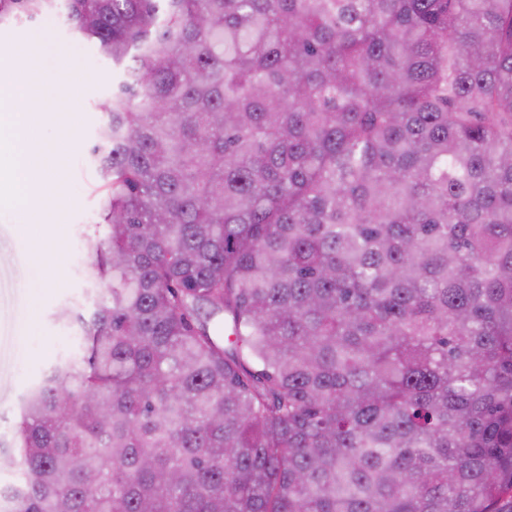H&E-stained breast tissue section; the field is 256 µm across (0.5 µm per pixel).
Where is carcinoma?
<instances>
[{"instance_id": "obj_1", "label": "carcinoma", "mask_w": 512, "mask_h": 512, "mask_svg": "<svg viewBox=\"0 0 512 512\" xmlns=\"http://www.w3.org/2000/svg\"><path fill=\"white\" fill-rule=\"evenodd\" d=\"M64 9L109 231L0 512H512V0Z\"/></svg>"}]
</instances>
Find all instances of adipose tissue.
<instances>
[{"label":"adipose tissue","instance_id":"1","mask_svg":"<svg viewBox=\"0 0 512 512\" xmlns=\"http://www.w3.org/2000/svg\"><path fill=\"white\" fill-rule=\"evenodd\" d=\"M20 66L13 77L0 84V96L5 95L25 101L26 111L10 115V128L14 139L17 173V200L20 204L39 203L45 209L55 210L58 192L52 185L39 182L51 157L49 146L32 135V123L39 112L45 86L59 82L58 74L46 70L39 48H25L19 55Z\"/></svg>","mask_w":512,"mask_h":512}]
</instances>
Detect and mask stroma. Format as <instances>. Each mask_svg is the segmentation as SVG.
<instances>
[{
    "label": "stroma",
    "mask_w": 512,
    "mask_h": 512,
    "mask_svg": "<svg viewBox=\"0 0 512 512\" xmlns=\"http://www.w3.org/2000/svg\"><path fill=\"white\" fill-rule=\"evenodd\" d=\"M39 46L46 68L74 76L71 88L48 89L43 107L64 115L63 124L38 122V138L54 145L46 172L66 199L64 208L49 212L17 203L10 182L0 183V434L11 436L21 395L47 373L72 346L77 323L55 317L68 307L90 317L93 305L85 296L81 270L86 235H105L97 203L98 181L90 157L102 105L121 77L102 57L95 42L72 35L64 16L47 14L0 26V55L12 58L18 49Z\"/></svg>",
    "instance_id": "stroma-1"
}]
</instances>
